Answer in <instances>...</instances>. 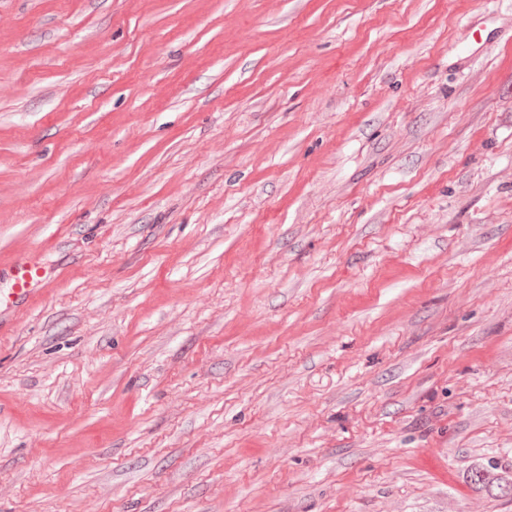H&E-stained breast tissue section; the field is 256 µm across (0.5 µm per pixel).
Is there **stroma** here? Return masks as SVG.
I'll return each instance as SVG.
<instances>
[{"label": "stroma", "mask_w": 512, "mask_h": 512, "mask_svg": "<svg viewBox=\"0 0 512 512\" xmlns=\"http://www.w3.org/2000/svg\"><path fill=\"white\" fill-rule=\"evenodd\" d=\"M512 0H0V512H512ZM13 281L12 297L4 299L0 294V313H5L17 307L20 303L35 299L41 292L48 274L38 260L26 255L18 258L11 267ZM470 481L482 488L498 490L501 493L512 494V477L509 474L498 475L485 468L472 471Z\"/></svg>", "instance_id": "1"}]
</instances>
